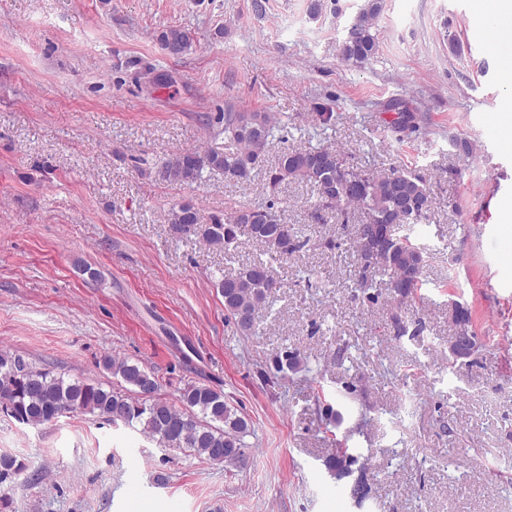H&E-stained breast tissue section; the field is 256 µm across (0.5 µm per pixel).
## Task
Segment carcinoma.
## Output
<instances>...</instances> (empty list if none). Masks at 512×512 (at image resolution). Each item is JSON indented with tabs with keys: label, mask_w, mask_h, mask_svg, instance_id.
Returning <instances> with one entry per match:
<instances>
[{
	"label": "carcinoma",
	"mask_w": 512,
	"mask_h": 512,
	"mask_svg": "<svg viewBox=\"0 0 512 512\" xmlns=\"http://www.w3.org/2000/svg\"><path fill=\"white\" fill-rule=\"evenodd\" d=\"M383 8V0H366L353 24V36L343 44V57L362 63L377 51L372 33L374 21ZM166 52L180 57L192 49L193 36L185 29L170 27L159 34ZM286 126L275 124L267 112L224 113V137L237 143L231 152L190 150L173 155L160 175L167 181L192 184L206 171L224 174L226 182H246L265 156L274 140L287 142L282 132ZM268 184L275 189L289 179H300L316 188L319 206L345 214L357 208L365 222L355 226L354 236L359 260L357 287L374 303L382 295L379 278L384 282L390 303L398 306L412 300L422 287L426 266V248L414 243L410 234L432 208L433 200L425 181L405 170L367 173L346 165L335 152L325 148H284L277 165L268 171ZM199 209L191 203L174 206L170 228L179 237L201 236L211 245L230 252L240 237L264 243L270 259L286 257L300 247L289 224L274 208V203L242 208L213 216L201 227ZM217 288L224 299V311L243 336L256 333L264 313L271 310L278 283L271 275L269 263L254 261L222 277ZM275 371L287 373L299 364L297 355L283 350L273 358ZM103 366L128 386L126 390H106L90 381L66 382L33 367L17 354L0 352V406L6 405L20 423L40 426L55 422L61 413L91 414L114 423L140 427L162 448L184 449L208 462L221 457L226 468H242L250 458L246 437L253 434L251 420L215 389L187 384L179 391L181 407L153 396L141 403V387L157 384L155 376L137 362L127 358L107 357ZM359 468H354V465ZM336 479L358 473L350 494L361 506L369 498L367 463L342 451L328 464ZM24 470L16 459L0 455V483Z\"/></svg>",
	"instance_id": "cac0c4a2"
}]
</instances>
